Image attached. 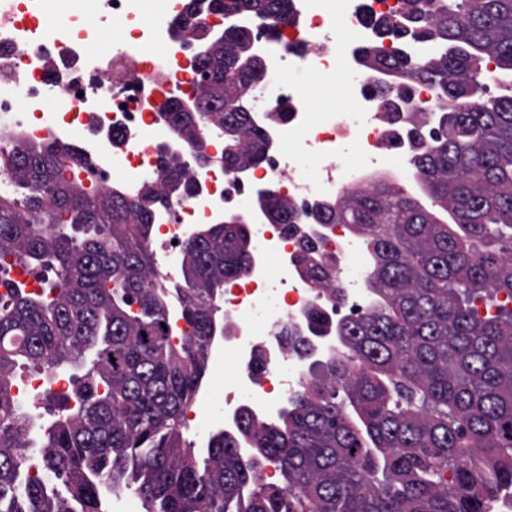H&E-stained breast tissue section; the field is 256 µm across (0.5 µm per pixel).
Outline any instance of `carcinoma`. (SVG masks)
<instances>
[{
	"mask_svg": "<svg viewBox=\"0 0 512 512\" xmlns=\"http://www.w3.org/2000/svg\"><path fill=\"white\" fill-rule=\"evenodd\" d=\"M229 12L266 20L271 38L295 19L292 0H190L170 34ZM368 22L379 41L355 54L385 76L369 92L403 131L431 208L385 181L303 213L265 190L264 222L301 236L294 268L319 297L342 291L307 224L349 225L371 296L345 320L313 304L304 328L285 331L309 380L274 421L245 407L203 447L182 428L221 337L224 283L253 267L251 220L197 228L175 301L150 280V239L157 211L193 191L187 163L157 152L160 181L129 199L86 188L78 174L94 168L68 143L0 155L13 185L0 192V512H103L106 495L131 489L144 512H492L512 491V310L477 307L485 293L512 303V93L486 96L512 72V0H399ZM195 62L199 111L173 101L166 112L191 161L210 162L213 129L224 168L263 163L250 92L264 64L248 31L224 27ZM415 83L436 92L426 138L399 107ZM14 262L53 281L28 292L6 277ZM323 336L339 353L315 348ZM20 361L75 367L73 407L36 423L13 394ZM263 459L281 482L260 477Z\"/></svg>",
	"mask_w": 512,
	"mask_h": 512,
	"instance_id": "obj_1",
	"label": "carcinoma"
}]
</instances>
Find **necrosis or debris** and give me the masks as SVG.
Instances as JSON below:
<instances>
[{"instance_id": "4bbe7bcc", "label": "necrosis or debris", "mask_w": 512, "mask_h": 512, "mask_svg": "<svg viewBox=\"0 0 512 512\" xmlns=\"http://www.w3.org/2000/svg\"><path fill=\"white\" fill-rule=\"evenodd\" d=\"M93 2L101 22L126 33L124 43L95 57L86 51L92 32L74 28L72 16L56 15L60 36L44 41L38 37L43 0H0V149L18 143L73 142L103 174L106 188L131 197L156 178L158 145L189 156L188 144L172 133L160 111L174 99L197 103L200 79L192 45L201 28L220 25L223 18L202 16L200 28L189 29L182 43L169 35L179 0H161L149 14L139 0ZM294 10L295 22L280 28V43L261 49L269 63L257 88L261 110L254 120L271 144L265 161L239 177L221 161L222 140L210 141L212 161L194 168V192L156 217L151 240L158 255L155 280L175 281L179 256L198 226L227 208L251 213L255 192L265 185H275L284 200L302 208L406 169V150L391 144L368 92L381 76L357 67L354 48L370 38L358 0H295ZM294 68L318 71L330 83L347 82L356 111L312 118L300 87L281 78ZM283 106L286 119L270 121L268 111ZM116 131L124 136L117 147L112 144ZM306 155L322 161L318 179L306 176L300 162ZM252 234L261 243V257L250 275L231 281L220 300L224 323L235 330L212 353L214 367L224 372V415L213 416L208 396H201L190 419L202 432L220 421L232 426L244 406L276 416L306 377L307 362L288 347L283 331L301 326L317 291L285 260L296 252V239L277 224L253 225ZM324 249L336 260V284L345 294L332 318L364 309L365 292L348 272L357 255L348 226L327 229ZM258 355L263 369L246 373L245 365Z\"/></svg>"}]
</instances>
